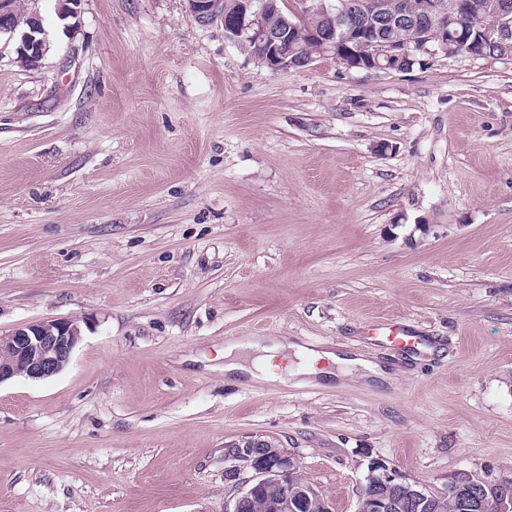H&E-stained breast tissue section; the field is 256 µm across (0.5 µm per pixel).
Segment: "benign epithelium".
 <instances>
[{
    "label": "benign epithelium",
    "mask_w": 512,
    "mask_h": 512,
    "mask_svg": "<svg viewBox=\"0 0 512 512\" xmlns=\"http://www.w3.org/2000/svg\"><path fill=\"white\" fill-rule=\"evenodd\" d=\"M308 2L310 5L306 12L322 10L327 13L330 26L319 41L333 48L336 47V39H349L357 29L366 26L364 11L351 8L348 0H335L330 6L325 4V0ZM187 3L189 11L202 25L219 16L224 18L226 38L253 43L271 69L288 70L295 66L285 49L287 32L294 29L295 23L285 20L275 28L265 26L260 20L262 12L278 10L277 0H263L258 10L252 9L254 0H240L242 9L228 18L224 16V0H187ZM406 13L415 17L422 27L433 22L439 26L442 36L438 47H431L425 42L400 46L381 40L377 34L372 42L374 50L368 69L396 71L398 67L392 66L391 59L408 60L417 52H470L465 34L458 31L460 17L455 11L433 3L422 12L419 4L408 0ZM27 24L30 29L18 30V23L12 19L9 0H0V35L5 34L15 40L21 49H31L34 60L39 61L48 53L50 43L39 15H32ZM492 32L501 41L512 40V3L499 5ZM80 340L81 329L72 319L38 321L0 333V384L18 376L40 380L59 374L69 364ZM230 453L240 462V467L251 471L252 475L235 498L233 508L226 512H248L256 498L262 499L265 512H330L329 505L318 492L299 479L298 462L292 454L282 453L275 444L260 439L237 445ZM366 484L390 487L395 494L362 492L356 512H390L391 505L401 501L410 506L431 509L447 497L445 493L438 494L403 480L378 462L371 463ZM448 487L468 489V494L460 500L465 512H483L488 497L494 512H512V478L492 481L460 471L448 479Z\"/></svg>",
    "instance_id": "7a95c632"
}]
</instances>
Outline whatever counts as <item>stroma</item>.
<instances>
[{
  "label": "stroma",
  "mask_w": 512,
  "mask_h": 512,
  "mask_svg": "<svg viewBox=\"0 0 512 512\" xmlns=\"http://www.w3.org/2000/svg\"><path fill=\"white\" fill-rule=\"evenodd\" d=\"M27 2L51 50L0 39V332L82 339L0 383V512H227L257 438L332 512L375 461L512 477V58L276 71L186 0ZM387 319L426 353L371 344ZM281 336L392 378L225 375Z\"/></svg>",
  "instance_id": "35a3bbf8"
}]
</instances>
